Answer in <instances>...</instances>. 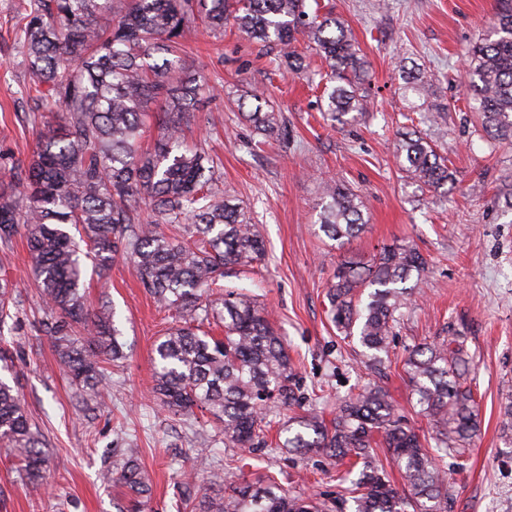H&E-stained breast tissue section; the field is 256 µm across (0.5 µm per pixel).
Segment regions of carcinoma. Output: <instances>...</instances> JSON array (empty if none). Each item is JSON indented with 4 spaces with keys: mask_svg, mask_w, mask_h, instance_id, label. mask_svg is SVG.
Returning a JSON list of instances; mask_svg holds the SVG:
<instances>
[{
    "mask_svg": "<svg viewBox=\"0 0 512 512\" xmlns=\"http://www.w3.org/2000/svg\"><path fill=\"white\" fill-rule=\"evenodd\" d=\"M490 35L470 52L466 93L482 130L512 143V0H499ZM233 21L249 40L279 48L275 62L301 68L294 44L302 38L329 72L322 112L333 128L368 112L366 62L350 30L319 0H20L16 36L30 73L28 97L45 131L22 172L0 183V241L24 230L32 270L48 316L43 322L58 361L79 397L98 398L102 363L124 357L116 311L89 310L81 291V257L107 269L117 251L144 288L175 313L155 351L153 392L174 415L207 410L221 425L227 448L266 444L270 416L298 403L294 365L257 299L226 281L254 268L265 243L250 210L214 189L219 163L187 145L183 126L200 91L181 53L199 25L224 35ZM247 121L265 138L280 134V115L259 96ZM157 129L153 149L142 141ZM399 166L420 188L454 183L447 160L419 132H399ZM161 224H181L168 236ZM365 226L357 194L339 183L323 186L319 229L342 246ZM426 258L413 246L382 249L367 266L344 262L327 292L330 315L347 336H358L364 363L377 370L388 354L405 308L418 293ZM16 297L0 281V329L16 321ZM224 324V335L202 327ZM87 335H77V329ZM405 372L435 447L397 413L386 391L363 385L344 400L331 425L313 409L279 425V448L325 451L362 465L354 482V512H447V474L438 459L462 453L478 430L469 365L462 342L421 344ZM43 439L13 387L0 378V449L18 459L30 481L42 476ZM398 469L388 479L378 455ZM103 480L125 488L128 505L143 512L150 479L126 448ZM225 487L224 496L210 494ZM190 512H340L345 501L291 494L273 480L250 483L217 468L208 481L186 482Z\"/></svg>",
    "mask_w": 512,
    "mask_h": 512,
    "instance_id": "cac0c4a2",
    "label": "carcinoma"
}]
</instances>
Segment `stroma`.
Instances as JSON below:
<instances>
[{
    "label": "stroma",
    "mask_w": 512,
    "mask_h": 512,
    "mask_svg": "<svg viewBox=\"0 0 512 512\" xmlns=\"http://www.w3.org/2000/svg\"><path fill=\"white\" fill-rule=\"evenodd\" d=\"M321 2L347 21L369 65L371 108L344 129L321 117L317 83L326 64L305 42L295 45L307 62L299 72L277 67L276 48L248 41L230 24L219 38L200 30L184 55L208 85L185 137L220 159L221 193L249 208L265 241L250 286L285 342L299 396L280 417L314 408L332 419L369 380L358 340L337 329L329 313L337 263L369 261L393 244L415 245L428 261L424 293L403 311L380 383L409 425L430 435L404 362L416 345L461 334L479 432L463 455L443 461L448 512H512V446L500 429L503 398L512 395V212L502 199L512 184V145L479 139L464 91L466 55L494 23L499 2ZM15 5L0 0V175L26 167L42 130L25 96L30 77L13 28ZM411 70L428 83L423 98L404 93L403 76ZM256 95L280 112L285 137L263 142L255 134L239 102ZM437 103L448 110L435 124ZM409 124L447 157L456 177L447 193L420 190L399 169L394 147ZM330 180L359 196L367 220L341 247L318 226L321 186ZM1 278L19 295L15 329L0 333V347L12 357L6 379L44 437L46 462L42 480L32 482L0 452V512H117L121 489L102 483L100 474L125 448L138 449L152 485L145 512H177L186 473L200 484L218 466L318 500L347 498L343 467L322 452L232 450L209 413L196 412L188 422L161 407L152 393L155 346L171 314L123 257L102 276L85 267L87 303L115 306L125 352L108 365L111 380L87 407L78 403L44 332V302L24 235L0 244Z\"/></svg>",
    "instance_id": "stroma-1"
}]
</instances>
